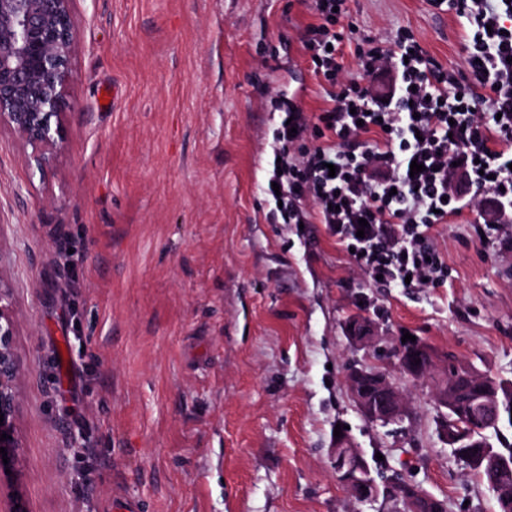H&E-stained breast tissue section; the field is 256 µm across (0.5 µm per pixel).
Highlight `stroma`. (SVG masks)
Segmentation results:
<instances>
[{
    "label": "stroma",
    "instance_id": "1",
    "mask_svg": "<svg viewBox=\"0 0 512 512\" xmlns=\"http://www.w3.org/2000/svg\"><path fill=\"white\" fill-rule=\"evenodd\" d=\"M359 35L409 30L448 70L465 31L431 0H347ZM63 142L41 172L0 133V269L21 364L19 489L30 512H384L331 465L336 425L446 512H497L440 431L404 334L512 379V244L494 209L437 226L443 286L383 288L326 225L272 222L261 186L281 114L322 90L290 0H73ZM373 322L358 348L346 320ZM386 371L402 430L366 419L351 368Z\"/></svg>",
    "mask_w": 512,
    "mask_h": 512
}]
</instances>
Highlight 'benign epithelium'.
I'll list each match as a JSON object with an SVG mask.
<instances>
[{
  "mask_svg": "<svg viewBox=\"0 0 512 512\" xmlns=\"http://www.w3.org/2000/svg\"><path fill=\"white\" fill-rule=\"evenodd\" d=\"M73 0H0V132H8L18 142L42 150L35 157L40 167L49 159L61 138L64 100L72 74V56L77 32L72 20ZM17 320L11 286L0 273V447L7 451L8 463L0 458V512H28L23 495L4 491L15 484L19 443L15 430L16 381L20 365L15 352ZM348 387L360 412L372 421L388 420L393 413L376 409L366 396L372 384L399 406V419L409 408L399 388L382 371H349ZM485 407L498 419L512 421V402L494 398ZM352 440L346 431L335 438L333 464L336 480L353 490L359 502L377 500L381 485L363 451H349ZM11 474H6L5 470Z\"/></svg>",
  "mask_w": 512,
  "mask_h": 512,
  "instance_id": "1",
  "label": "benign epithelium"
}]
</instances>
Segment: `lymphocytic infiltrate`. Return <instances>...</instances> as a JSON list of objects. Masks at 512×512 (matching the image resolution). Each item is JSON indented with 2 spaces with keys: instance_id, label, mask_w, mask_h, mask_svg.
Segmentation results:
<instances>
[{
  "instance_id": "f902f5d3",
  "label": "lymphocytic infiltrate",
  "mask_w": 512,
  "mask_h": 512,
  "mask_svg": "<svg viewBox=\"0 0 512 512\" xmlns=\"http://www.w3.org/2000/svg\"><path fill=\"white\" fill-rule=\"evenodd\" d=\"M462 22L469 69L429 57L408 30L364 37L359 79L338 62L348 28L345 0H312L299 33L323 104L278 101L276 157L263 190L280 197L283 223L319 221L382 286L440 284L447 267L436 226L463 207L451 195L464 175L475 196L512 208V0H447ZM423 164L411 174V163Z\"/></svg>"
}]
</instances>
